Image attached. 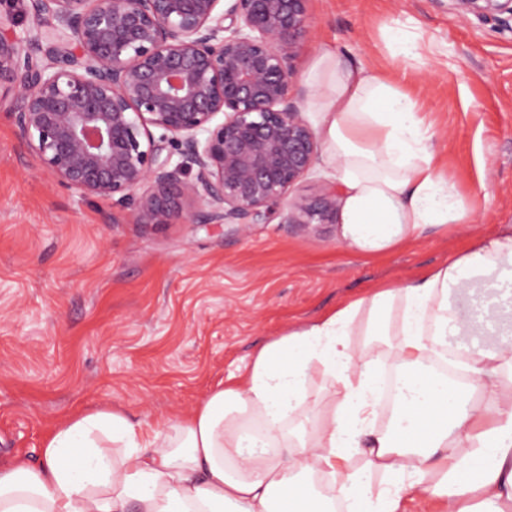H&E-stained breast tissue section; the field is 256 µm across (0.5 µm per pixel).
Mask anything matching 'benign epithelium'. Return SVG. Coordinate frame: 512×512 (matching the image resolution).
Wrapping results in <instances>:
<instances>
[{
    "instance_id": "7a95c632",
    "label": "benign epithelium",
    "mask_w": 512,
    "mask_h": 512,
    "mask_svg": "<svg viewBox=\"0 0 512 512\" xmlns=\"http://www.w3.org/2000/svg\"><path fill=\"white\" fill-rule=\"evenodd\" d=\"M448 2L465 20L512 19V0ZM307 4L24 0L21 32L0 9V86L43 166L120 196L141 224H257L282 203L288 224H334L337 188L289 199L321 152L292 101Z\"/></svg>"
}]
</instances>
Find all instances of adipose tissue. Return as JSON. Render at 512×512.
Listing matches in <instances>:
<instances>
[{
    "instance_id": "ef3b65f1",
    "label": "adipose tissue",
    "mask_w": 512,
    "mask_h": 512,
    "mask_svg": "<svg viewBox=\"0 0 512 512\" xmlns=\"http://www.w3.org/2000/svg\"><path fill=\"white\" fill-rule=\"evenodd\" d=\"M308 80L325 162L342 189L340 242L375 257L469 211L433 165L420 107L382 74L335 52ZM512 231L473 242L405 285L382 284L263 346L247 373L175 422H130L105 407L68 419L37 461L0 459V512H506L512 505ZM452 288L477 298L454 307ZM499 329L467 344L473 383L426 364L449 336ZM369 340L354 345L356 328ZM387 336V354L372 337ZM399 366L389 425L378 429L376 371ZM322 380L328 403L309 384ZM319 429L281 441L284 425ZM366 464L356 468L353 456Z\"/></svg>"
}]
</instances>
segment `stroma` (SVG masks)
I'll return each instance as SVG.
<instances>
[{
  "label": "stroma",
  "mask_w": 512,
  "mask_h": 512,
  "mask_svg": "<svg viewBox=\"0 0 512 512\" xmlns=\"http://www.w3.org/2000/svg\"><path fill=\"white\" fill-rule=\"evenodd\" d=\"M294 100L308 124L314 59L331 50L418 102L435 164L471 211L374 258L332 224L136 223L40 164L0 89V458L36 457L62 421L110 407L163 423L192 411L266 343L377 283H406L512 230V24L448 0H310ZM414 40L406 60L393 33Z\"/></svg>",
  "instance_id": "35a3bbf8"
}]
</instances>
